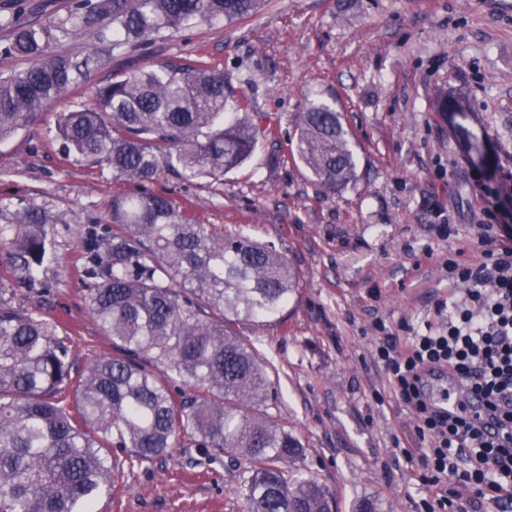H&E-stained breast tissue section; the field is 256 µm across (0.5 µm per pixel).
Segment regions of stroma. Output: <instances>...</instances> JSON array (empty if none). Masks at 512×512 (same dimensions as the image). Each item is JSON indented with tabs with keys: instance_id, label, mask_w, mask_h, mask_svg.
Wrapping results in <instances>:
<instances>
[{
	"instance_id": "1",
	"label": "stroma",
	"mask_w": 512,
	"mask_h": 512,
	"mask_svg": "<svg viewBox=\"0 0 512 512\" xmlns=\"http://www.w3.org/2000/svg\"><path fill=\"white\" fill-rule=\"evenodd\" d=\"M74 0H0V17L69 16ZM199 60L223 71L250 109L278 124L223 182L160 179L155 191L189 204L202 223L275 242L300 273L281 322L239 332L280 372L272 413L305 446L303 472L334 494L335 512H419L426 494L409 411L373 362L384 321L401 342L425 332L437 305L462 297L445 265L470 249L483 221L472 176L512 172V0H266L250 17L198 23L135 50L104 52L72 99L0 144V226L28 206L55 223L67 276L50 295L14 300L58 320L78 364L107 349L85 299L78 235L104 220L110 172L63 156L56 113L141 67ZM462 94L465 127L485 142L468 153L435 110ZM334 103L357 146L358 177L323 192L294 159L306 101ZM453 225L451 236L437 228ZM123 473L98 512H246L240 461L182 442L163 459L122 456Z\"/></svg>"
}]
</instances>
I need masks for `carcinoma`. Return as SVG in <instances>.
<instances>
[{
	"instance_id": "obj_1",
	"label": "carcinoma",
	"mask_w": 512,
	"mask_h": 512,
	"mask_svg": "<svg viewBox=\"0 0 512 512\" xmlns=\"http://www.w3.org/2000/svg\"><path fill=\"white\" fill-rule=\"evenodd\" d=\"M261 2L75 0L63 22L5 18L3 51L31 65L0 75V142L87 80L96 47L77 61L52 52L61 38L110 17L112 49H132L196 22L245 18ZM436 111L466 116L446 93ZM275 133L202 62L140 68L56 113L63 153L128 186L112 194L107 224L81 237L88 307L110 352L76 368L57 322L17 306L0 274V512H95L121 477L112 450L153 461L181 438L212 458L242 456L248 512H331L329 490L293 469L301 441L269 412L278 373L238 332L283 315L298 271L274 243L217 230L148 191L165 175L222 181ZM294 157L326 190L354 180L357 153L334 105L301 113ZM0 243L30 287L48 290L37 276L52 265L63 282L45 213L17 209Z\"/></svg>"
}]
</instances>
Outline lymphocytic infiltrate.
Segmentation results:
<instances>
[{
  "label": "lymphocytic infiltrate",
  "mask_w": 512,
  "mask_h": 512,
  "mask_svg": "<svg viewBox=\"0 0 512 512\" xmlns=\"http://www.w3.org/2000/svg\"><path fill=\"white\" fill-rule=\"evenodd\" d=\"M489 223L479 225L475 259L449 260L448 278L468 283L448 320L399 346L384 322L374 358L412 414L426 447L423 512H512V177L501 176ZM430 368L446 369L486 413L435 411L421 387Z\"/></svg>",
  "instance_id": "1"
}]
</instances>
